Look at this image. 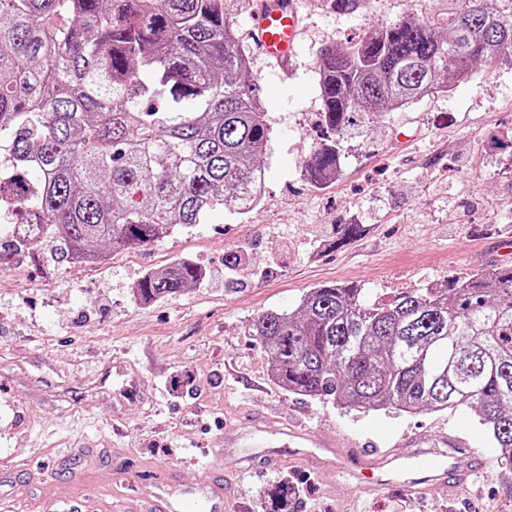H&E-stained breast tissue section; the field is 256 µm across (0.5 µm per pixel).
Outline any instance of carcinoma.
Returning <instances> with one entry per match:
<instances>
[{
    "label": "carcinoma",
    "instance_id": "obj_1",
    "mask_svg": "<svg viewBox=\"0 0 512 512\" xmlns=\"http://www.w3.org/2000/svg\"><path fill=\"white\" fill-rule=\"evenodd\" d=\"M512 53V20L485 0L377 27L322 53L328 138L307 165L338 172L334 136L363 105L406 108ZM271 136L224 0H0V270L44 242L60 259L125 250L204 224L256 187ZM202 269L178 260L139 299L177 296ZM284 390L342 409L466 407L512 461V267L417 288L387 303L323 285L252 322Z\"/></svg>",
    "mask_w": 512,
    "mask_h": 512
}]
</instances>
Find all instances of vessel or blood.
<instances>
[{
	"mask_svg": "<svg viewBox=\"0 0 512 512\" xmlns=\"http://www.w3.org/2000/svg\"><path fill=\"white\" fill-rule=\"evenodd\" d=\"M300 29L297 0H261L252 17L253 39L263 55L281 68H289L296 52ZM256 433L242 427L224 431L225 457L236 460L237 451L247 443L258 442ZM400 457L384 456L377 448L360 451L342 466V473L356 483L366 484L374 493L399 492L420 495L429 485L443 489L468 481L480 468L477 449L457 434H441L434 441L406 439ZM270 462L289 458L312 461L317 465L333 464L336 458L334 438L318 435L304 428L283 431L279 446L268 449ZM146 512H227L228 500L222 484L205 482L180 492L170 482H154L148 495Z\"/></svg>",
	"mask_w": 512,
	"mask_h": 512,
	"instance_id": "b4317fda",
	"label": "vessel or blood"
}]
</instances>
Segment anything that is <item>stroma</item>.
<instances>
[{"mask_svg":"<svg viewBox=\"0 0 512 512\" xmlns=\"http://www.w3.org/2000/svg\"><path fill=\"white\" fill-rule=\"evenodd\" d=\"M298 2V54L285 76L249 36L258 0H224L272 129L266 192L252 211L216 210L102 267L44 253L0 271V512H47L61 498L127 512L125 483L163 476L177 488L220 479L230 512H272L285 481L299 512H512V467L473 411L358 412L288 393L250 330L258 314L296 309L325 283H355L386 302L512 267V59L337 135L339 172L316 188L306 165L322 141V52L375 26L445 13L451 0H360L345 13L329 0ZM341 224L364 231L329 247ZM230 251L242 256L234 270ZM180 259L201 267L199 285L136 298L147 272ZM238 418L271 447L300 425L345 450L373 438L393 455L405 435L455 432L484 461L451 499L436 486L421 497L368 496L335 469L273 465L260 452L242 474L217 453Z\"/></svg>","mask_w":512,"mask_h":512,"instance_id":"1","label":"stroma"}]
</instances>
